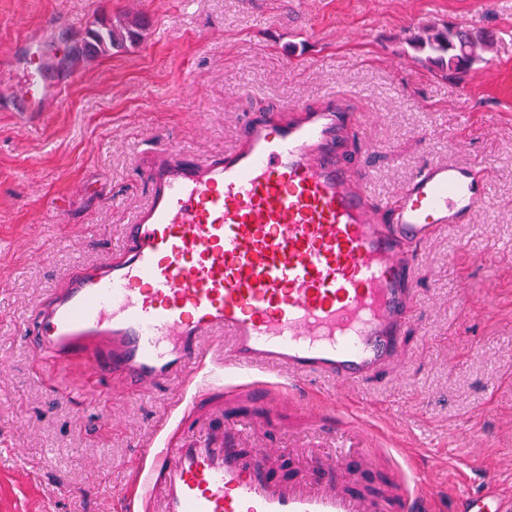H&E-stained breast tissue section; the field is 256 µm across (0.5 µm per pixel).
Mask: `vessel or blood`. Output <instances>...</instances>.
<instances>
[{
  "mask_svg": "<svg viewBox=\"0 0 512 512\" xmlns=\"http://www.w3.org/2000/svg\"><path fill=\"white\" fill-rule=\"evenodd\" d=\"M24 76L17 109L28 112L47 85L43 67ZM347 112L338 93L295 122L268 112L216 160L186 164L154 150L124 260L74 273L35 306L20 338L86 388L114 375L134 388L185 382L210 341L221 358L205 393L229 375L277 368L297 404L309 378L350 385L396 365L423 259L403 245L474 214L487 184L472 166L431 162L404 184L388 223L371 222L334 154ZM240 427L233 418L146 443L151 468L136 471L134 496H160L162 512H435L434 491L415 473L397 472L378 492L350 487L372 465L366 432L281 479L278 448H241ZM484 483L480 495L461 492V512H512L496 473Z\"/></svg>",
  "mask_w": 512,
  "mask_h": 512,
  "instance_id": "obj_1",
  "label": "vessel or blood"
}]
</instances>
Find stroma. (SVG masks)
Returning a JSON list of instances; mask_svg holds the SVG:
<instances>
[{
    "mask_svg": "<svg viewBox=\"0 0 512 512\" xmlns=\"http://www.w3.org/2000/svg\"><path fill=\"white\" fill-rule=\"evenodd\" d=\"M89 2L0 0V53L35 39L59 57L97 21L142 23L136 44L52 68L64 92L46 111L6 110L18 87L0 83V512H125L143 444L182 437L184 409L206 426L243 405L220 391L194 408V386L131 390L118 376L104 396L59 390L19 327L75 271L123 257L154 149L214 158L241 144L249 118L317 108L336 91L359 128L337 157L378 220L428 162L471 163L489 183L480 215L423 245L399 363L346 390L371 407L359 424L382 449L372 472L413 468L439 512L461 508L460 461L471 493L489 468L512 491V0ZM448 21L495 39L461 75L411 44ZM256 379L280 406L245 421L303 469L316 453L309 421L335 382L312 380L300 407L284 400L279 371Z\"/></svg>",
    "mask_w": 512,
    "mask_h": 512,
    "instance_id": "stroma-1",
    "label": "stroma"
}]
</instances>
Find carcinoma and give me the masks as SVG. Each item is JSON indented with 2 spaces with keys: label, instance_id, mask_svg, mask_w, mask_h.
Wrapping results in <instances>:
<instances>
[{
  "label": "carcinoma",
  "instance_id": "carcinoma-1",
  "mask_svg": "<svg viewBox=\"0 0 512 512\" xmlns=\"http://www.w3.org/2000/svg\"><path fill=\"white\" fill-rule=\"evenodd\" d=\"M137 21L120 18L86 31L79 49L68 58V64L77 59H93L123 46L135 36ZM414 48L426 53V60L443 71L460 74L475 63L485 60L492 48V40L456 24L442 27L428 26L413 38Z\"/></svg>",
  "mask_w": 512,
  "mask_h": 512
}]
</instances>
